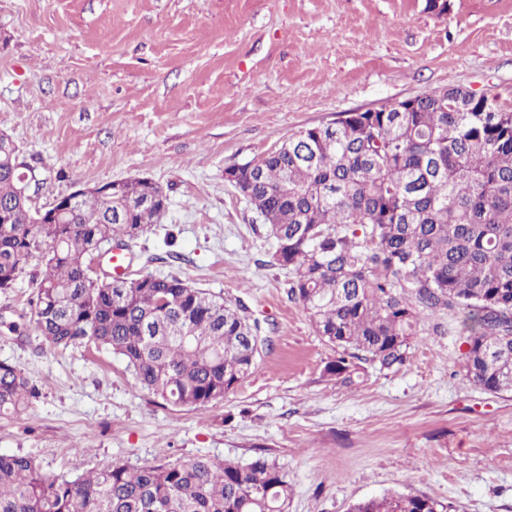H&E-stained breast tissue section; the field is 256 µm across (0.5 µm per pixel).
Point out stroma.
<instances>
[{
  "instance_id": "stroma-1",
  "label": "stroma",
  "mask_w": 512,
  "mask_h": 512,
  "mask_svg": "<svg viewBox=\"0 0 512 512\" xmlns=\"http://www.w3.org/2000/svg\"><path fill=\"white\" fill-rule=\"evenodd\" d=\"M461 87L512 108V0H0V132L50 201L147 176L168 214L128 250V277L176 276L243 304L270 342L222 402L173 406L103 348H50L33 258L0 290V361L38 396L0 417V453L71 478L115 463L247 462L293 482L289 512H352L425 494L454 512H512V393L476 387L456 310L423 319L409 361L324 377L333 347L269 266L272 242L224 170L342 114Z\"/></svg>"
}]
</instances>
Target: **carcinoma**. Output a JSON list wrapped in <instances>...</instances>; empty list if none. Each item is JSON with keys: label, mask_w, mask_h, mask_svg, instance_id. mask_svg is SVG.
Instances as JSON below:
<instances>
[{"label": "carcinoma", "mask_w": 512, "mask_h": 512, "mask_svg": "<svg viewBox=\"0 0 512 512\" xmlns=\"http://www.w3.org/2000/svg\"><path fill=\"white\" fill-rule=\"evenodd\" d=\"M0 137V289L42 257L34 321L51 347L93 344L122 357L138 384L174 406L206 409L252 371L264 339L245 308L177 276L126 282L92 275L104 241L134 240L168 205L85 194L66 223L37 224ZM244 197L267 220L269 265L288 272V298L336 348L324 376L345 385L362 364L393 370L410 357L421 319L461 315L466 376L512 392V111L472 103L461 87L419 95L410 112H346L300 131L258 159ZM37 390L0 361V415L19 416ZM288 471L259 455L242 464L199 458L115 463L49 476L22 454H0V512H287ZM353 512H448L393 493Z\"/></svg>", "instance_id": "cac0c4a2"}]
</instances>
